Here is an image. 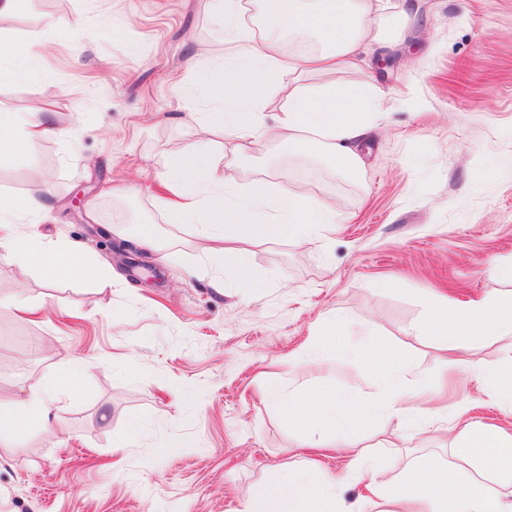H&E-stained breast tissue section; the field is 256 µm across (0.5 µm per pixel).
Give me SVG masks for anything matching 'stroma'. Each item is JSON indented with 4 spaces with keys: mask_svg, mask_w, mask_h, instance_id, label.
Segmentation results:
<instances>
[{
    "mask_svg": "<svg viewBox=\"0 0 512 512\" xmlns=\"http://www.w3.org/2000/svg\"><path fill=\"white\" fill-rule=\"evenodd\" d=\"M375 20L388 44L340 77L381 88L387 113L349 181L270 138L237 155L207 127L208 86L235 60L208 0H24L0 19V36L33 49L0 79V110L54 112L33 154L0 161V197L47 203L44 239L80 244L112 272L49 282L0 254V399L83 373L75 392L53 394L55 430L0 446V512H237L306 462L344 474L336 435L290 426L264 396L274 381L374 393L320 348L336 315L345 341L367 332L427 367L438 396L428 422L377 413L351 438L391 475L448 463L456 404L512 432L492 385L442 370L440 341L420 333L430 296L512 291L496 273L512 264V0H389ZM204 140L225 176L305 183L340 217L302 241L245 246L261 288L223 285L209 240L155 205L170 158ZM144 224L158 253L134 243ZM16 298L39 316L18 315Z\"/></svg>",
    "mask_w": 512,
    "mask_h": 512,
    "instance_id": "obj_1",
    "label": "stroma"
}]
</instances>
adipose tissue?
I'll list each match as a JSON object with an SVG mask.
<instances>
[{"label":"adipose tissue","mask_w":512,"mask_h":512,"mask_svg":"<svg viewBox=\"0 0 512 512\" xmlns=\"http://www.w3.org/2000/svg\"><path fill=\"white\" fill-rule=\"evenodd\" d=\"M224 20V41L235 45L240 60L224 69L223 83L211 89L218 111L209 113L212 130L238 140L270 137L287 144L295 156L319 155L342 176L356 177L362 167L358 145L385 111V97L372 84L340 80L342 66L360 68L371 48L369 0H259L264 32L250 37L239 20V0H209ZM316 36L317 52L287 54L285 35ZM316 74V81L285 86L286 74ZM281 97L275 121H268L266 102ZM51 119L18 122L0 111V157L32 154L47 134ZM167 197L160 205L168 223L195 225L213 241L210 257L234 287L256 281L238 259L239 247L258 240L304 239L336 223L334 209L298 186L271 190L266 183L241 186L219 175L210 144L171 158L165 180ZM0 252L25 265L41 268L46 278L94 280L103 269L81 246L47 243L36 227L22 230L0 224ZM342 319L322 327V345L337 358L371 371L378 382L376 402L360 394L328 392L307 386L284 392L268 386L265 396L288 422L301 429L320 428L349 438L364 418L382 410L401 423L432 416V405L410 406L406 383H420L426 370L394 348L369 339L345 344L339 339ZM445 349L459 351L476 337L512 338V294L476 298L466 304H435L424 328ZM50 390L34 384L26 397L0 409V443L22 437L30 426L49 428L58 420ZM453 459L434 469L409 467L401 478L387 477L363 453L351 455L348 475L313 467L276 475L266 489L253 494L242 512H342L338 493L346 479L363 483L392 512H512V434L502 429L464 424L452 450Z\"/></svg>","instance_id":"obj_1"}]
</instances>
